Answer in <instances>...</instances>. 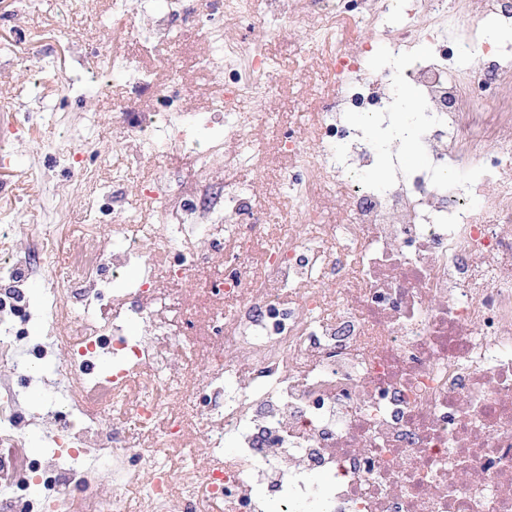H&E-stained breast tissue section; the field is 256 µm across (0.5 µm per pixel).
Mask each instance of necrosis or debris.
I'll use <instances>...</instances> for the list:
<instances>
[{
	"label": "necrosis or debris",
	"mask_w": 512,
	"mask_h": 512,
	"mask_svg": "<svg viewBox=\"0 0 512 512\" xmlns=\"http://www.w3.org/2000/svg\"><path fill=\"white\" fill-rule=\"evenodd\" d=\"M254 2L166 4L224 18L204 30L210 49L197 60L224 84V136L195 154L178 189L146 193L161 223L121 225L113 243L101 232L105 189L86 223L0 226V280L40 273L47 329L18 328L16 304L0 296V512H265L258 486L283 512H512V47L484 36L512 11L501 0H359L369 27L402 15L392 59L432 45L404 75L365 76L361 50L312 31L343 106L304 130L321 152L281 144L299 168L288 212L308 223L268 224L238 178L257 156L256 116L240 104L267 97L275 70L234 33ZM406 83L422 97L413 135L427 162L366 180L379 146L343 115L386 124ZM192 131L175 106L138 139L152 149ZM339 191L344 222L321 207ZM200 211L212 223H197ZM70 235L83 246L75 256ZM136 261L138 281L103 305ZM141 320L150 331L128 337ZM61 344L70 356L43 382L46 408L65 413L49 430L4 375L26 368L23 351L46 359ZM135 428L150 448L229 440L237 459L205 473L139 461L125 454ZM34 429L56 451L19 466ZM103 469L116 487L108 500Z\"/></svg>",
	"instance_id": "1"
}]
</instances>
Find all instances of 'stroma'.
<instances>
[{
  "label": "stroma",
  "mask_w": 512,
  "mask_h": 512,
  "mask_svg": "<svg viewBox=\"0 0 512 512\" xmlns=\"http://www.w3.org/2000/svg\"><path fill=\"white\" fill-rule=\"evenodd\" d=\"M255 9L264 24L248 28L247 35L277 62L278 87L262 104L248 101L242 109L277 113L279 122L252 126L249 135L262 148L263 164L243 168L239 179L252 198L265 203L267 223L298 224L302 218L289 216L280 188L291 163L275 145L308 127L317 112L335 106L338 90L327 78L322 56L311 48L307 23L268 22L267 0H256ZM397 24L385 17L374 33L353 23L344 37L352 47L371 45V63L383 70L393 62L382 52V33ZM113 37L111 0H79L73 6L44 0L36 11L28 0H0V213L8 223H48L42 209L47 196L66 211L68 223H84L85 202L104 183L111 187L115 208L111 223L102 228L106 237L118 235L120 224L130 219L152 222L151 210L129 209L127 201L142 195L157 177L175 186L187 174L178 145L157 160L132 135L135 126L152 123L169 108L171 100L161 87L176 89L188 117H209L208 127L198 132V149L221 132V120L211 117L216 89L197 74L196 59L204 47L197 33H184L179 44L160 45L146 57L154 82L136 89L102 62L100 53L111 50ZM30 47L37 56H27ZM128 165L135 179L113 185V167Z\"/></svg>",
  "instance_id": "35a3bbf8"
}]
</instances>
